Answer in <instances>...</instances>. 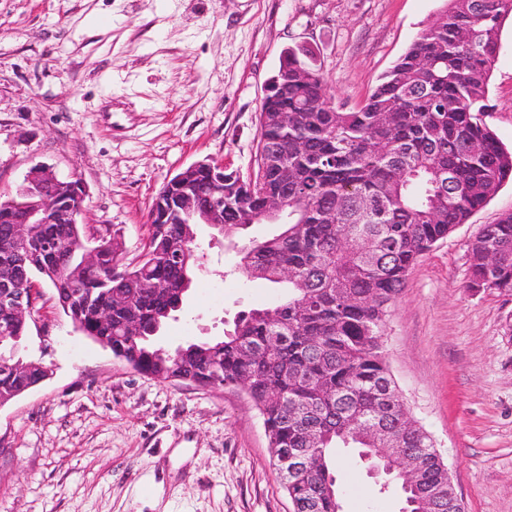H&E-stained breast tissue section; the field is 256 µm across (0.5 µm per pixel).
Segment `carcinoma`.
Wrapping results in <instances>:
<instances>
[{
    "mask_svg": "<svg viewBox=\"0 0 512 512\" xmlns=\"http://www.w3.org/2000/svg\"><path fill=\"white\" fill-rule=\"evenodd\" d=\"M438 17L413 40L365 102L344 112L332 103L319 69L290 50L271 78L260 112L257 171L224 174V222L266 221L279 204L283 230L242 249L248 280L283 284L288 296L273 311L253 308L221 339L192 341L174 351L156 339L183 305L197 266L199 218L154 224L146 259L124 266L107 252L98 271L83 261L77 224H45L62 247L55 263L38 249L15 259L19 281L47 282L56 304L81 332L107 346L135 371L202 388L249 380L272 448H308L313 469L280 477L299 512H341L336 448L372 454L369 426L387 424L394 462L422 457L419 472L394 467L391 479L405 512H448V468L430 436L412 420L382 352L390 306L418 259L512 180V153L483 121L488 81L512 0H445ZM201 204L212 189L193 179ZM18 206L0 209V253L11 248ZM500 262L491 288L512 292V213L491 236L470 245L471 282L485 279L487 254ZM112 309V321L98 318ZM0 349L18 345L27 327L0 307ZM0 374V393L38 380Z\"/></svg>",
    "mask_w": 512,
    "mask_h": 512,
    "instance_id": "cac0c4a2",
    "label": "carcinoma"
}]
</instances>
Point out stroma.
Listing matches in <instances>:
<instances>
[{"label":"stroma","mask_w":512,"mask_h":512,"mask_svg":"<svg viewBox=\"0 0 512 512\" xmlns=\"http://www.w3.org/2000/svg\"><path fill=\"white\" fill-rule=\"evenodd\" d=\"M443 0H0V195L36 165L80 179L84 222L136 264L158 191L196 161L256 169L264 86L307 52L336 105H360ZM485 123L512 150V21ZM512 212L502 185L409 272L382 338L392 377L431 435L464 512H512V292L475 289L469 246ZM278 225L197 228L200 269L162 332L175 349L223 337L285 289L234 274ZM17 348L52 375L0 407V512H290L246 391L142 375L77 331L40 283ZM337 458L343 512H401L357 449Z\"/></svg>","instance_id":"obj_1"}]
</instances>
